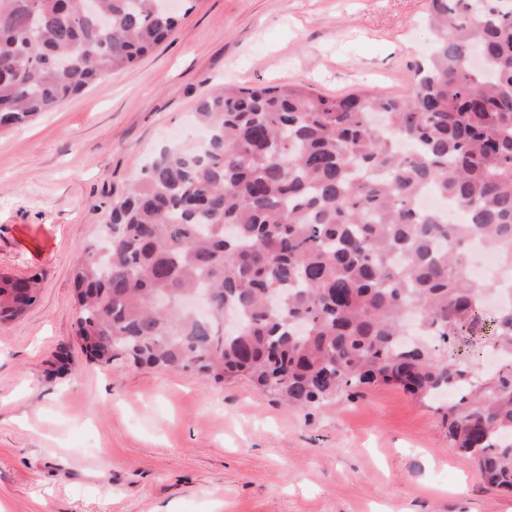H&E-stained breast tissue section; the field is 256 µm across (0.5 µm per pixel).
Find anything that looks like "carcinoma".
<instances>
[{
    "label": "carcinoma",
    "instance_id": "carcinoma-1",
    "mask_svg": "<svg viewBox=\"0 0 512 512\" xmlns=\"http://www.w3.org/2000/svg\"><path fill=\"white\" fill-rule=\"evenodd\" d=\"M429 2L408 96L283 83L200 97L204 139L160 146L112 199L107 252L76 261L77 343L104 365L245 378L289 408L363 385L450 393L451 447L512 492V277L466 270L477 240L512 273V0ZM101 4L110 29L78 0H0V127L132 69L178 21L164 0ZM428 187L458 222L417 206ZM40 290L0 272V324ZM199 292L205 318L182 307ZM411 311L417 344L401 339ZM477 344L501 361L481 385L453 358Z\"/></svg>",
    "mask_w": 512,
    "mask_h": 512
}]
</instances>
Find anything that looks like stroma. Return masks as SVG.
<instances>
[{"label":"stroma","instance_id":"stroma-1","mask_svg":"<svg viewBox=\"0 0 512 512\" xmlns=\"http://www.w3.org/2000/svg\"><path fill=\"white\" fill-rule=\"evenodd\" d=\"M428 0H183L170 37L23 129L0 130V272L41 278L0 326V512H512L394 386L288 410L243 380L116 360L75 340L72 270L115 195L226 84L403 96ZM67 354V371L57 357Z\"/></svg>","mask_w":512,"mask_h":512}]
</instances>
